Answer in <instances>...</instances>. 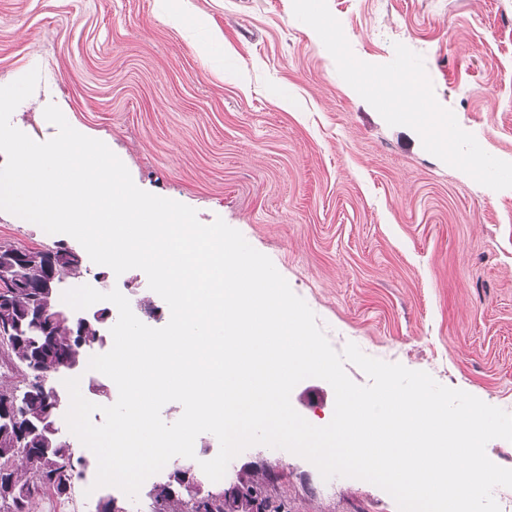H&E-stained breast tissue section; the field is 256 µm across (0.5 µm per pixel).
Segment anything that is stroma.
I'll list each match as a JSON object with an SVG mask.
<instances>
[{"label": "stroma", "mask_w": 512, "mask_h": 512, "mask_svg": "<svg viewBox=\"0 0 512 512\" xmlns=\"http://www.w3.org/2000/svg\"><path fill=\"white\" fill-rule=\"evenodd\" d=\"M327 2L358 59L389 63L398 43L420 54L438 103L512 162V0ZM214 35L234 67L200 54ZM34 69L16 128L53 138L43 110L55 103L74 129L109 142L137 187L241 232L335 350L355 343L512 413V188L480 185L412 129L387 125L292 0H0V85ZM278 86L292 105L274 96ZM60 240L0 211V243ZM110 282L144 324H167L143 271ZM291 404L324 426L335 394L308 378ZM96 472L74 477L69 512H96L107 495L128 508L117 487L94 488ZM254 475L285 512H398L379 487L323 480L304 458L264 445L206 487Z\"/></svg>", "instance_id": "35a3bbf8"}]
</instances>
